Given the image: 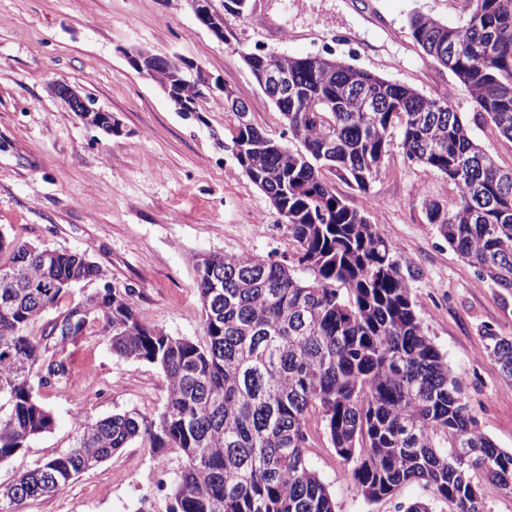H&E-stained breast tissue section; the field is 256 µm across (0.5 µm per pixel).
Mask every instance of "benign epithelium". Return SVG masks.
<instances>
[{
	"label": "benign epithelium",
	"instance_id": "benign-epithelium-1",
	"mask_svg": "<svg viewBox=\"0 0 512 512\" xmlns=\"http://www.w3.org/2000/svg\"><path fill=\"white\" fill-rule=\"evenodd\" d=\"M188 2L198 23L217 38L224 39V11L215 6L214 0ZM126 56L133 68L160 84L178 112L199 111V105L209 99L215 91L208 77L195 76L201 67L181 55L161 56L137 50L126 53ZM243 57L250 61L260 59L257 75L263 88L276 97L288 95L291 78L284 62L286 55L260 50L245 52ZM54 92L67 103L70 111L74 112L84 125L106 134L117 131L118 126L112 118V113L97 107L93 98L80 94L67 84L55 85ZM223 94L225 105L239 113L242 124H248L249 107L235 97L233 91L225 88Z\"/></svg>",
	"mask_w": 512,
	"mask_h": 512
}]
</instances>
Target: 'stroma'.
<instances>
[{"mask_svg": "<svg viewBox=\"0 0 512 512\" xmlns=\"http://www.w3.org/2000/svg\"><path fill=\"white\" fill-rule=\"evenodd\" d=\"M367 28L349 34L339 0H255L244 18L224 17L216 38L197 22L188 0H0V231L38 247L83 254L104 281L76 285L49 309L53 319L102 283L135 291L140 318L169 334L203 341L201 301L192 257L219 252L276 258L294 244L266 195L232 153L236 113L223 99L178 112L160 85L129 64L133 49L181 54L212 80L246 100L250 117L273 138L288 129L242 59L264 48L291 57L332 48L357 67L447 94L451 73L413 42L408 16L421 11L455 25L459 0H350ZM90 94L119 123L108 135L85 126L52 87ZM460 112L474 140L512 167V141L477 117L465 92ZM324 177L336 194L369 215L403 260L426 335L461 378L481 430L512 450V398L485 351V326L512 339V292L480 278L426 219L424 203L455 205L447 178L409 161L401 147L385 157L368 193L336 172ZM66 382L41 387L38 399L54 425L0 467V484L34 469L75 443V415L92 419L136 410L159 413L167 383L150 363L121 358L97 334L59 346ZM311 467L329 486L339 512H396V503L430 502L418 482L392 497L366 501L350 469L311 418ZM185 464L175 450L154 451L134 440L83 473L60 493L27 503L22 512H169Z\"/></svg>", "mask_w": 512, "mask_h": 512, "instance_id": "obj_1", "label": "stroma"}]
</instances>
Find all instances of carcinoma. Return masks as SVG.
Returning a JSON list of instances; mask_svg holds the SVG:
<instances>
[{"instance_id": "1", "label": "carcinoma", "mask_w": 512, "mask_h": 512, "mask_svg": "<svg viewBox=\"0 0 512 512\" xmlns=\"http://www.w3.org/2000/svg\"><path fill=\"white\" fill-rule=\"evenodd\" d=\"M461 23L415 12L414 43L446 68L479 115L512 140V0H465ZM460 50L451 62L440 47ZM296 93L267 95L292 150L257 124L236 128L237 163L269 198L295 243L278 260L211 253L194 259L205 343L139 318L135 291L84 297L69 335L33 325L100 268L76 252L0 238V465L53 424L32 382L60 381L55 347L89 328L121 357L158 366L161 412L79 420L67 451L0 485V512L62 491L135 439L186 458L171 512H336L310 468L317 415L363 497L376 502L416 481L450 512H491L481 482L512 491V452L479 428L461 379L426 336L403 265L369 216L336 195L321 168L366 194L401 135L406 157L448 178L453 210L430 200L428 223L479 275L512 290V169L474 142L451 97H428L347 62L288 58ZM358 91L383 107L361 108ZM447 106L448 111L441 110ZM485 348L512 389V340L492 327Z\"/></svg>"}]
</instances>
